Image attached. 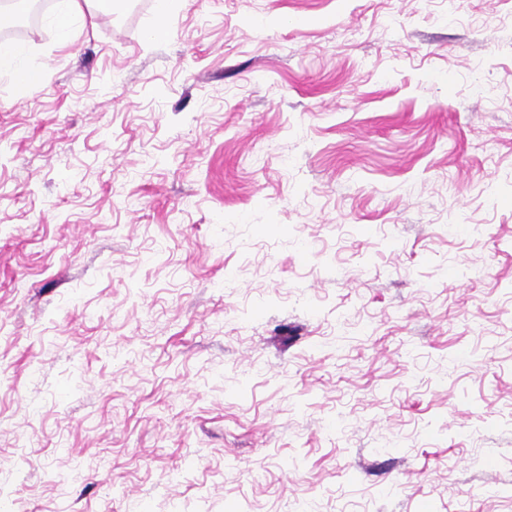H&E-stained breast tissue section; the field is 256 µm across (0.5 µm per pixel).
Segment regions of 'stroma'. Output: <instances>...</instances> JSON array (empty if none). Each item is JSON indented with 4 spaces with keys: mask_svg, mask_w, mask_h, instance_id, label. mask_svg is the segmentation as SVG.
Masks as SVG:
<instances>
[{
    "mask_svg": "<svg viewBox=\"0 0 512 512\" xmlns=\"http://www.w3.org/2000/svg\"><path fill=\"white\" fill-rule=\"evenodd\" d=\"M0 77L11 512H512V0H155ZM21 57L20 48L0 43V77H7L16 94L24 96L42 86L45 74L41 69L24 65Z\"/></svg>",
    "mask_w": 512,
    "mask_h": 512,
    "instance_id": "stroma-1",
    "label": "stroma"
}]
</instances>
